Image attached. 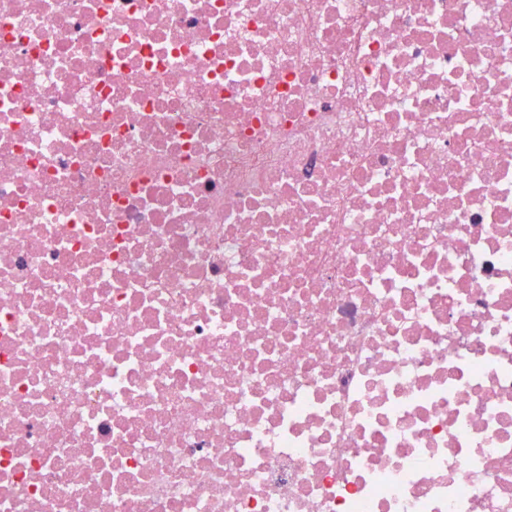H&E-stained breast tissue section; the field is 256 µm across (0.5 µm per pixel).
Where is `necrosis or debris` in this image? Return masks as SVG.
Instances as JSON below:
<instances>
[{
  "mask_svg": "<svg viewBox=\"0 0 512 512\" xmlns=\"http://www.w3.org/2000/svg\"><path fill=\"white\" fill-rule=\"evenodd\" d=\"M0 512H512V0H0Z\"/></svg>",
  "mask_w": 512,
  "mask_h": 512,
  "instance_id": "necrosis-or-debris-1",
  "label": "necrosis or debris"
}]
</instances>
